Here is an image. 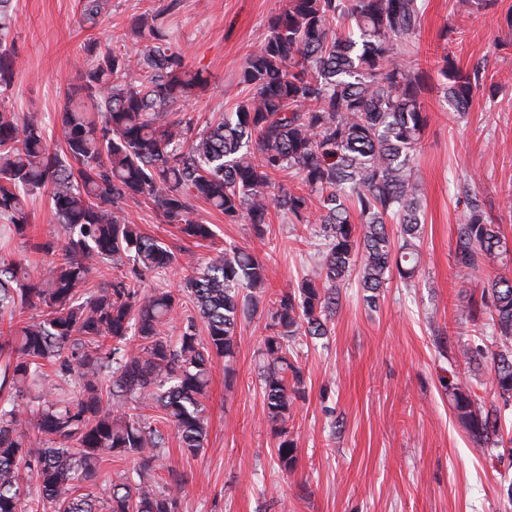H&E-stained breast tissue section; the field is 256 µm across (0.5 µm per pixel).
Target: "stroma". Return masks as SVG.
<instances>
[{
  "mask_svg": "<svg viewBox=\"0 0 512 512\" xmlns=\"http://www.w3.org/2000/svg\"><path fill=\"white\" fill-rule=\"evenodd\" d=\"M162 0H106L96 26L82 24L80 0H14L9 37L17 51L14 83L0 111L54 122L78 87L84 47L124 41L130 56L132 15ZM280 0H182L173 18L174 41L209 83L180 110L205 124L248 94L239 82L246 56L268 34ZM512 0L461 12L458 0H425L414 60L426 74L430 114L417 169L423 188L422 265L412 285L392 277L376 309H368L357 281L342 288L343 306L327 339L298 346L306 397L291 422L297 464L278 472L259 381L264 314L241 321L232 382L214 359L205 400L208 441L189 459L182 512H512V459L477 447L458 422L448 380L458 376L484 404L495 400L487 366L469 367L466 348L491 343L490 327L475 330L458 318L476 282L453 261L456 229L475 198L491 209L512 242ZM457 67L480 69L484 87L465 114L443 102L432 61L444 27ZM128 212L142 231L179 252L166 274L146 289L180 288L187 258L205 262L229 245L264 259L272 289L297 285L317 273L319 240L312 228L271 210L265 239L250 225L228 224L200 208L214 224V240L183 239L145 204Z\"/></svg>",
  "mask_w": 512,
  "mask_h": 512,
  "instance_id": "stroma-1",
  "label": "stroma"
}]
</instances>
